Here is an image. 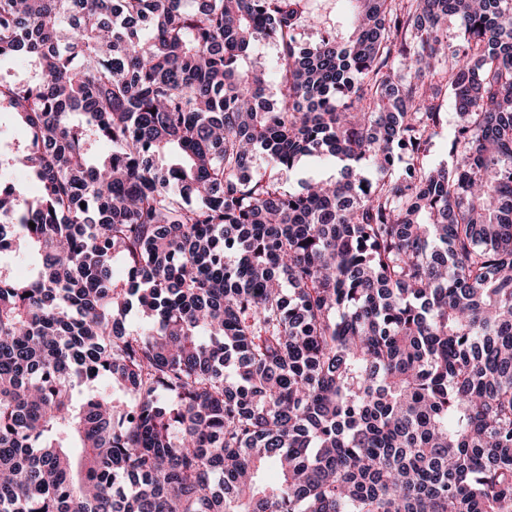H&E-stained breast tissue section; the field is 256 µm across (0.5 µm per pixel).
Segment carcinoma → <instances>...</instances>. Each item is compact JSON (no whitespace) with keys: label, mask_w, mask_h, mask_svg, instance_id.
<instances>
[{"label":"carcinoma","mask_w":512,"mask_h":512,"mask_svg":"<svg viewBox=\"0 0 512 512\" xmlns=\"http://www.w3.org/2000/svg\"><path fill=\"white\" fill-rule=\"evenodd\" d=\"M350 2L0 0V512H512V0ZM311 8L322 16L326 30L335 27L344 35L348 33L351 5L346 0H311ZM252 62L257 65H263L268 73L269 80V96L275 98L278 91V74L276 68V49L274 46L267 42H261L251 57ZM445 112H448V124L441 131L440 135L433 140V146L428 156V161L431 165L451 162V158L448 155V139L454 132L457 119L454 110L449 105ZM14 150L23 147L29 141L27 129L18 121L16 116L8 109L0 112V141ZM338 166L335 163L316 158H304L286 177V188L291 192L301 190V184L309 180L336 177ZM0 183H9L17 194L22 197H32L38 193V183L29 172L20 168L0 171ZM27 251L25 255L10 254L2 258V270L10 278L19 281H25L36 275L40 265V257L37 254H30Z\"/></svg>","instance_id":"cac0c4a2"}]
</instances>
